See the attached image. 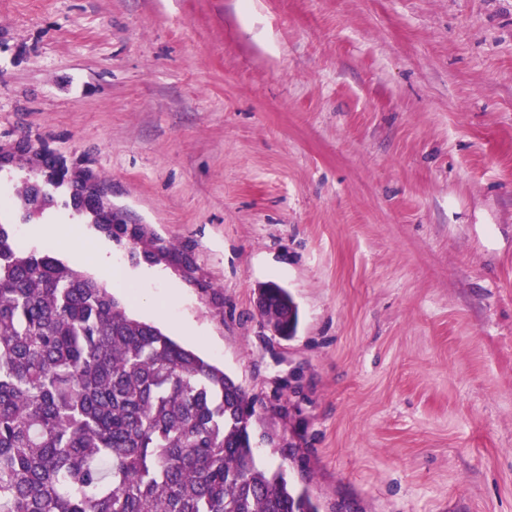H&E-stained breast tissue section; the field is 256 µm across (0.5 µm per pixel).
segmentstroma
Segmentation results:
<instances>
[{
	"label": "stroma",
	"mask_w": 512,
	"mask_h": 512,
	"mask_svg": "<svg viewBox=\"0 0 512 512\" xmlns=\"http://www.w3.org/2000/svg\"><path fill=\"white\" fill-rule=\"evenodd\" d=\"M0 147V224L158 271L127 314L242 386L320 512H512V0H0ZM262 295L268 301V307L264 310L268 321L277 329L283 331L291 330L293 333L298 323V311L288 292L276 284H269L263 288ZM288 304L293 306V323L290 326L288 319Z\"/></svg>",
	"instance_id": "stroma-1"
}]
</instances>
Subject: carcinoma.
<instances>
[{
    "mask_svg": "<svg viewBox=\"0 0 512 512\" xmlns=\"http://www.w3.org/2000/svg\"><path fill=\"white\" fill-rule=\"evenodd\" d=\"M278 330L298 311L262 290ZM241 386L0 224V512H319L257 465Z\"/></svg>",
    "mask_w": 512,
    "mask_h": 512,
    "instance_id": "1",
    "label": "carcinoma"
}]
</instances>
